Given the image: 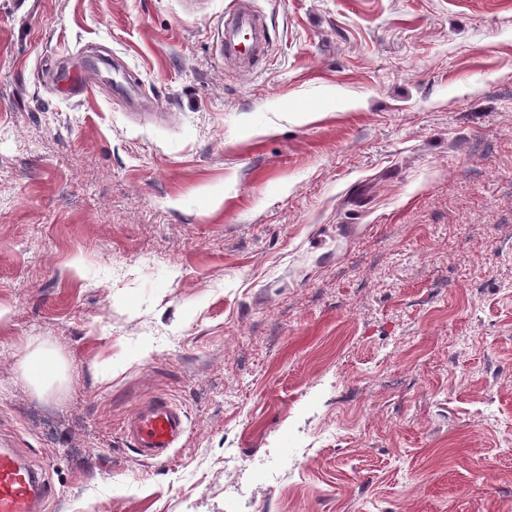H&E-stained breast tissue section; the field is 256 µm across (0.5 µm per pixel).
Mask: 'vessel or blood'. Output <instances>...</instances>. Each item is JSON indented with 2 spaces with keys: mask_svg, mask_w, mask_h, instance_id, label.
Wrapping results in <instances>:
<instances>
[{
  "mask_svg": "<svg viewBox=\"0 0 512 512\" xmlns=\"http://www.w3.org/2000/svg\"><path fill=\"white\" fill-rule=\"evenodd\" d=\"M272 40L265 19L258 15L252 0H234L224 15L220 45L226 60L240 70L259 68ZM57 86L66 94L87 92L85 73L72 69L61 73ZM186 433L184 411L157 397L140 405L126 429L134 452L155 465L168 462L173 448ZM50 492L38 472L22 462L9 448H0V512H43Z\"/></svg>",
  "mask_w": 512,
  "mask_h": 512,
  "instance_id": "b4317fda",
  "label": "vessel or blood"
}]
</instances>
